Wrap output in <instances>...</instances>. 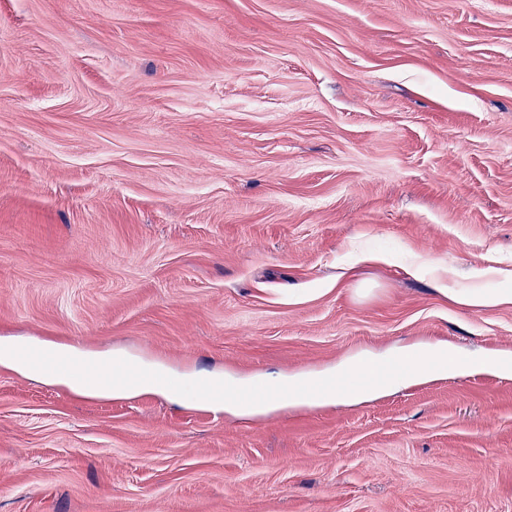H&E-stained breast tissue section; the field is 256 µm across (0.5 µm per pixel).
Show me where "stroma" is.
Returning <instances> with one entry per match:
<instances>
[{
  "label": "stroma",
  "mask_w": 512,
  "mask_h": 512,
  "mask_svg": "<svg viewBox=\"0 0 512 512\" xmlns=\"http://www.w3.org/2000/svg\"><path fill=\"white\" fill-rule=\"evenodd\" d=\"M512 0H0V347L348 401L81 397L0 361V512H512ZM457 301L473 308H491L512 305V289L502 288L496 292H488L484 289H473L464 295L458 296Z\"/></svg>",
  "instance_id": "obj_1"
}]
</instances>
